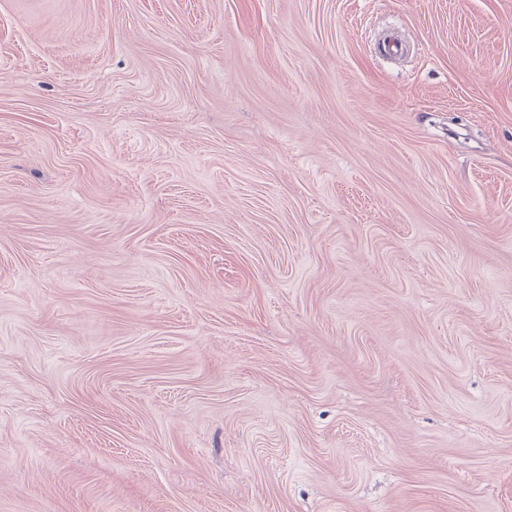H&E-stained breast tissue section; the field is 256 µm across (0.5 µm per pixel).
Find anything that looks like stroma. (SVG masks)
Masks as SVG:
<instances>
[{
	"instance_id": "stroma-1",
	"label": "stroma",
	"mask_w": 512,
	"mask_h": 512,
	"mask_svg": "<svg viewBox=\"0 0 512 512\" xmlns=\"http://www.w3.org/2000/svg\"><path fill=\"white\" fill-rule=\"evenodd\" d=\"M0 512H512V0H0Z\"/></svg>"
}]
</instances>
